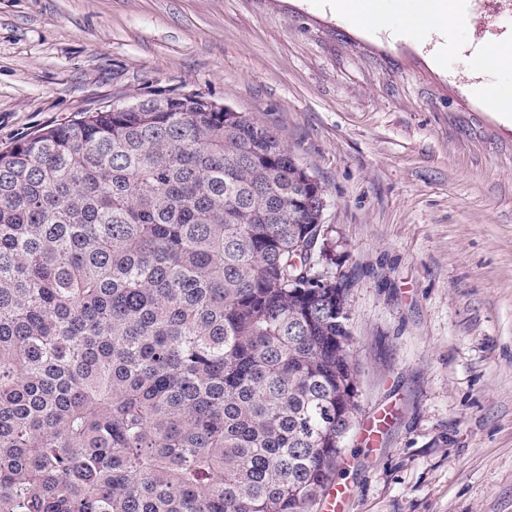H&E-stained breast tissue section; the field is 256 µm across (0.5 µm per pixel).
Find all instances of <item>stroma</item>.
<instances>
[{
    "label": "stroma",
    "instance_id": "1",
    "mask_svg": "<svg viewBox=\"0 0 512 512\" xmlns=\"http://www.w3.org/2000/svg\"><path fill=\"white\" fill-rule=\"evenodd\" d=\"M0 0V149L78 113L201 93L272 129L324 188L350 277L358 411L346 512H512V120L483 98L512 13L455 0ZM387 423L365 437L378 415ZM423 10L415 19L416 31H423L434 26L451 27L458 17L451 9L450 0H428Z\"/></svg>",
    "mask_w": 512,
    "mask_h": 512
}]
</instances>
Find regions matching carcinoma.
<instances>
[{
  "mask_svg": "<svg viewBox=\"0 0 512 512\" xmlns=\"http://www.w3.org/2000/svg\"><path fill=\"white\" fill-rule=\"evenodd\" d=\"M304 177L194 92L0 150V512H313L358 401Z\"/></svg>",
  "mask_w": 512,
  "mask_h": 512,
  "instance_id": "carcinoma-1",
  "label": "carcinoma"
}]
</instances>
